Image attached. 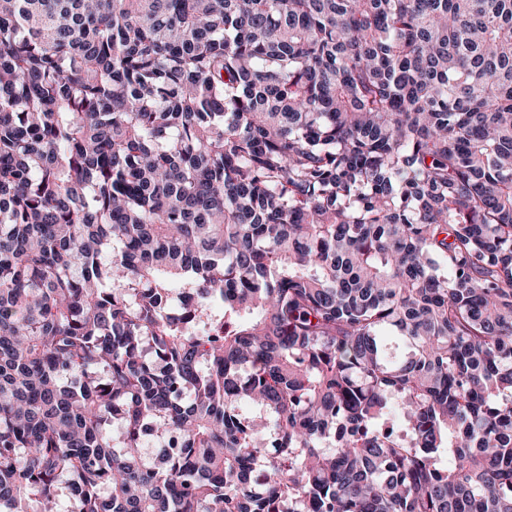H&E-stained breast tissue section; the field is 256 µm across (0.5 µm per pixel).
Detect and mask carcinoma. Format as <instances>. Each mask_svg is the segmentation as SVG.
<instances>
[{
	"instance_id": "1",
	"label": "carcinoma",
	"mask_w": 512,
	"mask_h": 512,
	"mask_svg": "<svg viewBox=\"0 0 512 512\" xmlns=\"http://www.w3.org/2000/svg\"><path fill=\"white\" fill-rule=\"evenodd\" d=\"M32 499L512 512V0H0Z\"/></svg>"
}]
</instances>
